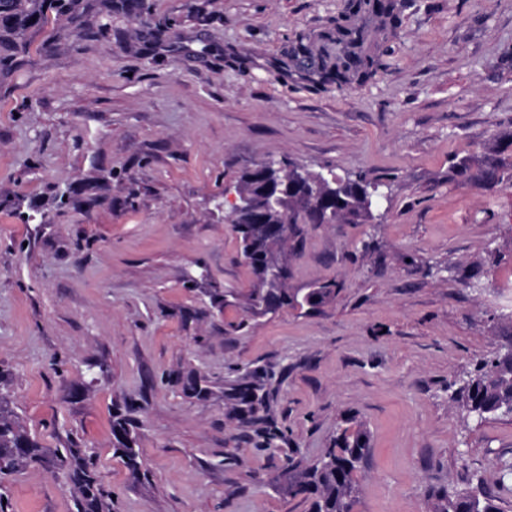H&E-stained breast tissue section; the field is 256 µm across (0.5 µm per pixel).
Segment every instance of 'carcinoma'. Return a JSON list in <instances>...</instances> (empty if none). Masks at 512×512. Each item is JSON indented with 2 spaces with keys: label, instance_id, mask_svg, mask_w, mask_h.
Returning a JSON list of instances; mask_svg holds the SVG:
<instances>
[{
  "label": "carcinoma",
  "instance_id": "cac0c4a2",
  "mask_svg": "<svg viewBox=\"0 0 512 512\" xmlns=\"http://www.w3.org/2000/svg\"><path fill=\"white\" fill-rule=\"evenodd\" d=\"M46 0H0V21L14 20L19 26L37 20L42 21V4ZM362 39L350 41L351 50L333 55L328 49L319 52L306 46L303 56L318 58L322 77L338 83L345 81L353 72L365 77L373 61L359 51ZM456 174L470 183L492 186L509 180L512 182V162L501 159L477 168L463 161L456 165ZM381 182L358 175L355 179L336 177V189L310 198L305 188L288 184V197L301 205L296 209L288 206V236L269 242L256 243L249 229L238 225L242 255L260 260V254L273 248H296L300 244V225L321 224L330 209H335L341 219L352 224H362L375 218L376 205H366V198H375ZM341 290L336 282L323 283L299 295L280 282H256L245 295L246 304L258 316L268 314V301L274 299L281 309H316L334 300ZM453 398L461 403L463 412L470 417L485 418L504 414L512 404V359L507 357L491 363L483 362L476 373L453 391ZM118 451L124 462L138 466V454L131 446L129 432L122 422L114 427ZM369 434L363 425L356 429L345 428L333 439L328 448L316 459L309 461L288 481V490L304 493L311 499V512H354L359 494L357 473L362 469L369 454ZM40 457V446L12 419L4 396H0V476H7ZM60 469L67 479L79 485L84 494V512H104L105 503L94 490L95 479L87 468L85 452L80 448H67L58 457ZM431 512H499L493 497H482L467 490L440 489L433 493Z\"/></svg>",
  "mask_w": 512,
  "mask_h": 512
}]
</instances>
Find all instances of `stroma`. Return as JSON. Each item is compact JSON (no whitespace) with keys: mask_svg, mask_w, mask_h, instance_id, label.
Wrapping results in <instances>:
<instances>
[{"mask_svg":"<svg viewBox=\"0 0 512 512\" xmlns=\"http://www.w3.org/2000/svg\"><path fill=\"white\" fill-rule=\"evenodd\" d=\"M78 0L0 35V383L43 449L0 512H82L56 466L87 451L112 512H310L287 458L363 424L355 512H428L433 490L512 512V417L452 385L512 324V0ZM361 29L372 74L336 84L302 48ZM381 180L380 219L307 224L290 290L252 315L225 185L269 161ZM141 465L115 453V411ZM456 174L461 177L464 176L468 183H474L479 186H492L503 182L505 179L512 182V162H506L505 159H500L496 163L488 165H478L475 170L472 166L463 161L456 165ZM288 272L285 275V281ZM285 281L280 282H254L245 295L246 304L255 315L263 316L269 314L267 309L268 301L274 299L278 302L280 309H305L313 310L334 300L342 286L339 283H323L310 288L308 292L300 296L291 292L285 286Z\"/></svg>","mask_w":512,"mask_h":512,"instance_id":"1","label":"stroma"}]
</instances>
